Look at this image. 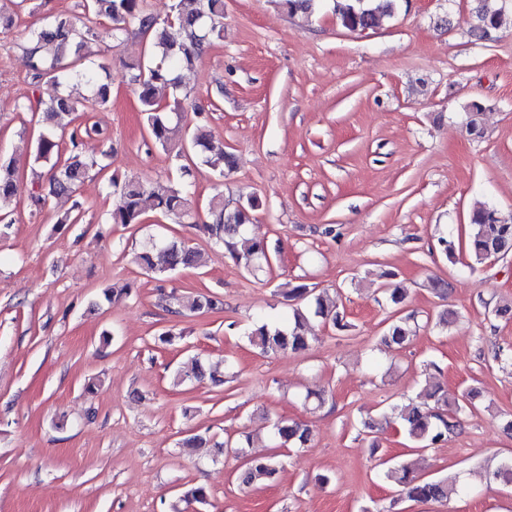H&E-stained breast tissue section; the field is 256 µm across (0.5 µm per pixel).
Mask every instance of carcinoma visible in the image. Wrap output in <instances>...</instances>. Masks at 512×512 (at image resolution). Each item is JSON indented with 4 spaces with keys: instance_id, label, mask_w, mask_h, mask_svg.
<instances>
[{
    "instance_id": "cac0c4a2",
    "label": "carcinoma",
    "mask_w": 512,
    "mask_h": 512,
    "mask_svg": "<svg viewBox=\"0 0 512 512\" xmlns=\"http://www.w3.org/2000/svg\"><path fill=\"white\" fill-rule=\"evenodd\" d=\"M282 6L291 15L312 14L320 7L322 0H281ZM334 14L339 24L352 32L364 31L377 26L384 18L391 16L398 0H333ZM476 24L472 35L483 39L490 31L501 27L502 8L498 0H477ZM82 16L56 13L45 17L38 25L26 32L19 44L26 59L31 83L39 91L38 106L41 110L42 130L36 140L34 167L31 168V189L29 199L35 210L44 204L40 194L42 173L36 166L53 161L50 168L49 193L52 195H74L90 170L104 171L106 166L95 158H87L81 151L83 138L98 133L96 126L84 125L66 131L77 112L96 111L105 107L111 95L112 62L106 56L93 57L91 45L108 37L114 46H119L135 24L146 34L153 33L150 44L151 63L129 62L127 69L136 83L141 112H143L150 136L154 143L172 154L179 162V170L186 169L180 164L185 150L172 143L170 127L173 117H182L188 95L175 96L172 102L163 105L155 97L157 84L177 85L175 68L191 67L206 48L222 37L224 0H174L172 15L159 23L149 12L147 0H84ZM112 22L108 29L102 28V20ZM81 79L91 87V95L74 98L64 87L73 79ZM482 108L478 104L464 113L463 120L468 132L477 137L483 134ZM69 134L70 152L62 157L60 141L63 134ZM191 146L201 148L209 155L202 161L224 169L233 168L232 155L224 152V146L210 142V134L203 124H196L190 137ZM112 189V209L109 213L111 224H141L144 222V202L153 201L155 209L162 216L177 223L191 215V196L188 185L172 182L168 185L152 183L136 178L108 179ZM20 192L15 162L0 156V204L9 202ZM261 206V200L253 194H241L234 209L228 211L224 204V192L217 188L208 201L211 223L204 225L210 244L226 249L236 261L250 270H258L269 263L270 258L264 241L248 235L251 213ZM475 268L492 259L512 253V221L504 224L498 219L497 209L485 206L476 209L469 224L466 241ZM164 258V265L155 266L153 255ZM134 263L154 279L162 281L181 268H198L204 265V253L183 241L166 236L151 237L142 250L134 256ZM287 297L296 300L290 305L288 322L269 324L257 321L245 334L249 344L263 355H277L289 350L300 351L309 347L315 339L311 317H319L324 323L340 331L351 328L343 313L338 311L336 300L327 292L315 293L306 287L293 288ZM166 309L177 316L203 314L222 307L223 302L210 294L165 295ZM416 335V327L406 316H396L387 323L381 343L397 349L405 348ZM188 370H178L172 377L178 386L188 379L210 378L221 385L224 380L207 376V370L196 355L190 359ZM435 399V406L422 408L408 404L385 410L379 418L364 422L370 431H382L397 424L405 437L418 448L436 445L456 433L460 427L459 413L472 410L475 392L468 390L457 397H450L441 386L429 393ZM271 434L279 448H301L310 440V429L303 423L277 418L271 423ZM252 444L249 434L234 442L224 441V448L233 451L243 459L242 469L237 476L239 483L255 487L274 479L281 467L279 455L253 457L247 452ZM386 477L405 491L407 497L416 501H442L455 488L448 487L446 480L424 481L409 464L395 465L387 469ZM491 482L504 486L512 485V458H504L486 472Z\"/></svg>"
}]
</instances>
